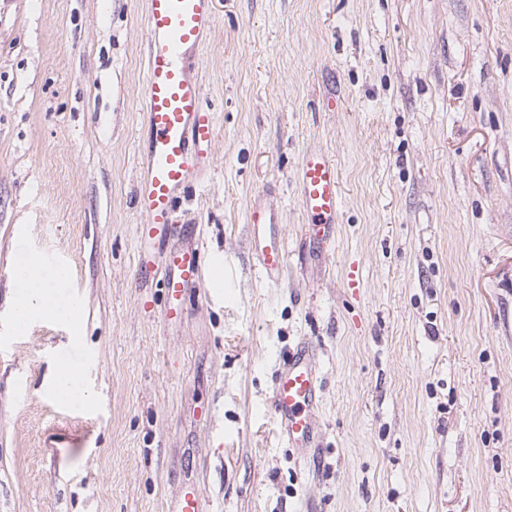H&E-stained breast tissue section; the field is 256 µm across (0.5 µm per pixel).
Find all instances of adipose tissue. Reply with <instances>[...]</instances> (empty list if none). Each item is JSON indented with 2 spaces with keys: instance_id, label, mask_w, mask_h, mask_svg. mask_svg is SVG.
<instances>
[{
  "instance_id": "obj_1",
  "label": "adipose tissue",
  "mask_w": 512,
  "mask_h": 512,
  "mask_svg": "<svg viewBox=\"0 0 512 512\" xmlns=\"http://www.w3.org/2000/svg\"><path fill=\"white\" fill-rule=\"evenodd\" d=\"M20 275L25 285L24 296L16 306L19 324L46 317L64 319L71 327H79L82 313L79 308L63 303L62 291L67 284L63 271H47L39 254H28L21 265ZM82 368L70 361H60L45 388L48 396L61 401L74 398L89 401L90 396L80 386Z\"/></svg>"
}]
</instances>
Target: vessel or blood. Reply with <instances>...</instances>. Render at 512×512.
Instances as JSON below:
<instances>
[{
  "label": "vessel or blood",
  "mask_w": 512,
  "mask_h": 512,
  "mask_svg": "<svg viewBox=\"0 0 512 512\" xmlns=\"http://www.w3.org/2000/svg\"><path fill=\"white\" fill-rule=\"evenodd\" d=\"M214 0H147L144 94L149 136L143 147L140 187L135 197L142 222L134 271L137 279L159 274L164 321L181 322L185 301L203 278L202 243L191 225L178 220V196L193 183L208 182L216 136L213 113L202 106L195 53L215 23ZM300 199L308 238L332 241L341 209L339 172L325 152L304 153L299 169ZM252 248L262 278L281 281L287 255L281 221L269 206L254 203L247 214ZM319 374L311 345L298 343L283 357L269 410L280 437L298 453L316 447ZM169 512H207L195 484L182 486Z\"/></svg>",
  "instance_id": "1"
}]
</instances>
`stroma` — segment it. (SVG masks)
<instances>
[{"instance_id":"1","label":"stroma","mask_w":512,"mask_h":512,"mask_svg":"<svg viewBox=\"0 0 512 512\" xmlns=\"http://www.w3.org/2000/svg\"><path fill=\"white\" fill-rule=\"evenodd\" d=\"M145 8L0 0V512H168L186 482L209 512H512V0H216L213 169L180 204L204 276L174 325L134 276ZM309 150L341 179L320 252ZM258 195L282 221L276 287ZM28 251L66 271L80 333L17 327ZM301 341L321 381L306 458L267 411ZM63 359L92 405L45 395ZM300 199L313 245L332 241L341 209L339 172L334 159L325 152L304 153L298 169ZM246 222L251 224L253 253L262 278L279 285L287 255L277 212L258 201L248 211Z\"/></svg>"}]
</instances>
